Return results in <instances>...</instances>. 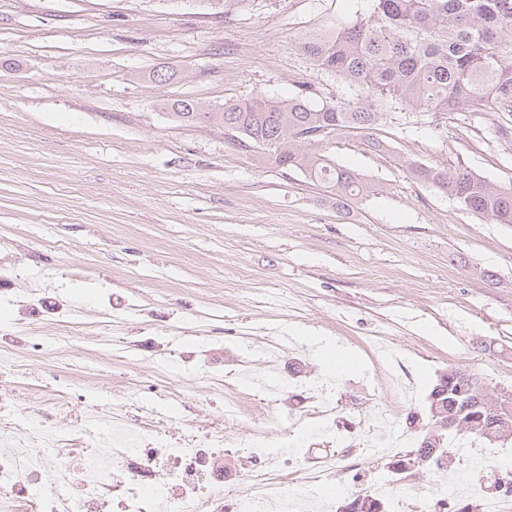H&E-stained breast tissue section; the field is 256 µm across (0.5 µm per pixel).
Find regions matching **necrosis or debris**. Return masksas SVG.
<instances>
[{"instance_id": "obj_1", "label": "necrosis or debris", "mask_w": 512, "mask_h": 512, "mask_svg": "<svg viewBox=\"0 0 512 512\" xmlns=\"http://www.w3.org/2000/svg\"><path fill=\"white\" fill-rule=\"evenodd\" d=\"M0 368V512H340V477L358 474L364 452L392 459L407 438L398 422L414 398L402 378L371 376L368 383L390 391L376 409L342 416L333 396L321 394L299 405L282 440L247 429L252 401L283 405L291 387L240 373L226 383L219 427L167 443L155 428L157 410L141 409L135 426L123 420L124 406H139L141 393L128 390L106 410L108 432L87 431L78 408L59 387L47 398L30 383L25 363L6 356ZM26 391L30 409L14 406L16 389ZM338 436L342 449L324 467L302 470L296 453L308 437ZM479 438L465 435L451 445L450 462L432 467L431 482L396 476L393 467L374 472L362 496L379 512H435L451 501L463 512H512V448L478 453ZM245 459L242 477L254 488L247 500L226 494L225 451Z\"/></svg>"}]
</instances>
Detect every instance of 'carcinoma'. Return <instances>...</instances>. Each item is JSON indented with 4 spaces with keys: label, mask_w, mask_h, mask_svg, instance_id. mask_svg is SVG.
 Wrapping results in <instances>:
<instances>
[{
    "label": "carcinoma",
    "mask_w": 512,
    "mask_h": 512,
    "mask_svg": "<svg viewBox=\"0 0 512 512\" xmlns=\"http://www.w3.org/2000/svg\"><path fill=\"white\" fill-rule=\"evenodd\" d=\"M302 49L317 71L336 80V94L353 93L355 101L311 105L313 88L305 85L287 101L257 94L206 113L189 99L165 108L183 122L208 118L239 146L259 149L260 158L298 169L344 199L367 197L375 185L324 155L313 132L363 134L410 109L427 113L435 126L461 109L512 113V0H371L368 15L305 36ZM408 169L461 210L512 224V188H497L465 167ZM434 396L438 411L471 419L466 405L475 394L465 383H436Z\"/></svg>",
    "instance_id": "cac0c4a2"
}]
</instances>
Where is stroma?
<instances>
[{"label":"stroma","mask_w":512,"mask_h":512,"mask_svg":"<svg viewBox=\"0 0 512 512\" xmlns=\"http://www.w3.org/2000/svg\"><path fill=\"white\" fill-rule=\"evenodd\" d=\"M369 0H0V346L69 347L74 389L101 406L125 382L162 395L161 428L182 437L224 410V381L280 373L323 381L342 414L389 394L366 387L367 344L386 339L430 389L456 367L512 390V224L458 208L409 164L469 168L512 188L499 112L414 114L327 144L376 190L339 200L297 170L259 162L221 128L175 121L163 101L212 108L312 85L306 34L348 26ZM173 72L166 83L157 71ZM493 271L497 279L483 278ZM356 368L336 376L321 343Z\"/></svg>","instance_id":"stroma-1"}]
</instances>
